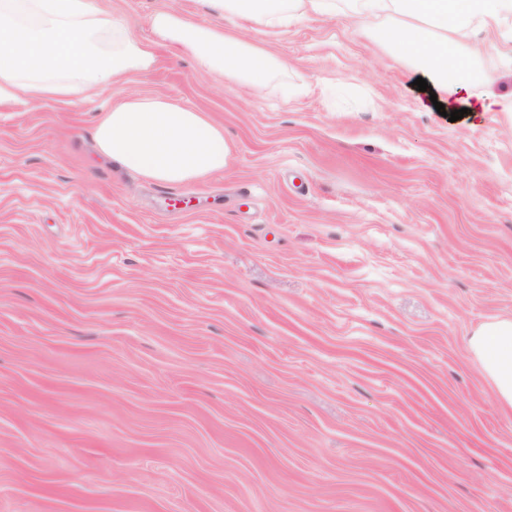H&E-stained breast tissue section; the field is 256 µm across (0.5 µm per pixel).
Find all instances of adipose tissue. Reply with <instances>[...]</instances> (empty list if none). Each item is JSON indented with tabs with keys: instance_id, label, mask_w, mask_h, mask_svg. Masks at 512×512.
Returning a JSON list of instances; mask_svg holds the SVG:
<instances>
[{
	"instance_id": "adipose-tissue-1",
	"label": "adipose tissue",
	"mask_w": 512,
	"mask_h": 512,
	"mask_svg": "<svg viewBox=\"0 0 512 512\" xmlns=\"http://www.w3.org/2000/svg\"><path fill=\"white\" fill-rule=\"evenodd\" d=\"M229 27L195 21L173 9L154 12L152 42L135 40L127 24L99 0H0V106L25 98L71 101L106 89L130 72L151 70L165 45L231 86H260L287 70L266 36L305 19L329 17L336 0H212ZM358 32L396 54L428 83L424 108L467 109L477 118L511 112L512 92L498 93L496 71L481 59L512 66V0H353ZM241 21L261 32L246 39ZM100 154L140 177L184 184L222 170L224 129L205 113L165 96H134L104 107L91 130ZM501 408L512 412V319L481 325L466 340Z\"/></svg>"
}]
</instances>
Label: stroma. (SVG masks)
I'll return each mask as SVG.
<instances>
[{
  "mask_svg": "<svg viewBox=\"0 0 512 512\" xmlns=\"http://www.w3.org/2000/svg\"><path fill=\"white\" fill-rule=\"evenodd\" d=\"M137 40L208 0H100ZM262 87L156 46L0 108V512H512V414L465 340L512 318V114L421 108L351 12ZM222 125L223 170L118 169L100 100Z\"/></svg>",
  "mask_w": 512,
  "mask_h": 512,
  "instance_id": "stroma-1",
  "label": "stroma"
}]
</instances>
